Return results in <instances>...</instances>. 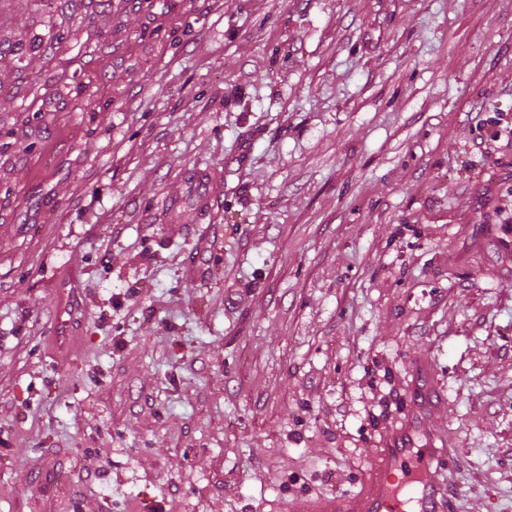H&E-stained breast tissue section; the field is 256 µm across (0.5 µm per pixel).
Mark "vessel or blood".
<instances>
[{
	"label": "vessel or blood",
	"mask_w": 512,
	"mask_h": 512,
	"mask_svg": "<svg viewBox=\"0 0 512 512\" xmlns=\"http://www.w3.org/2000/svg\"><path fill=\"white\" fill-rule=\"evenodd\" d=\"M427 365L411 368L410 393L416 409L383 438L374 468L355 494L301 499L290 512H446L448 484L440 477L452 449L431 421L436 405Z\"/></svg>",
	"instance_id": "1"
}]
</instances>
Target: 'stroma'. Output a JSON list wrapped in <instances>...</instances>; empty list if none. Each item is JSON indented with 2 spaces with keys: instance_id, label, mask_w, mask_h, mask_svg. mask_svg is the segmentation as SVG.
Returning a JSON list of instances; mask_svg holds the SVG:
<instances>
[{
  "instance_id": "stroma-1",
  "label": "stroma",
  "mask_w": 512,
  "mask_h": 512,
  "mask_svg": "<svg viewBox=\"0 0 512 512\" xmlns=\"http://www.w3.org/2000/svg\"><path fill=\"white\" fill-rule=\"evenodd\" d=\"M114 2L0 0V512L360 490L416 363L512 512V0Z\"/></svg>"
}]
</instances>
